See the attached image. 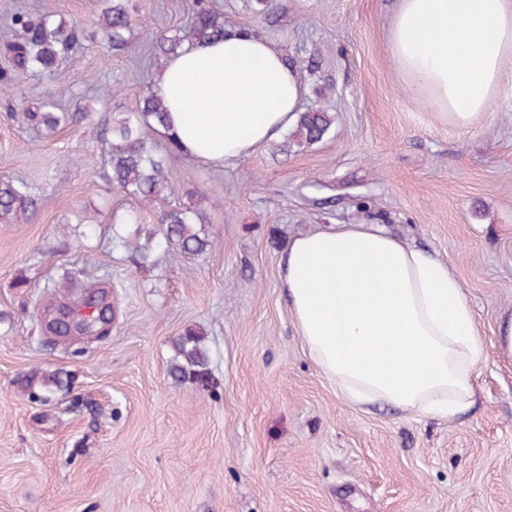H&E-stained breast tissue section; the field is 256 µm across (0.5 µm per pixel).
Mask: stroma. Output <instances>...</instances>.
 Returning a JSON list of instances; mask_svg holds the SVG:
<instances>
[{
	"label": "stroma",
	"mask_w": 512,
	"mask_h": 512,
	"mask_svg": "<svg viewBox=\"0 0 512 512\" xmlns=\"http://www.w3.org/2000/svg\"><path fill=\"white\" fill-rule=\"evenodd\" d=\"M86 27L65 79L17 73L0 93V177L39 198L0 224V512H512V86L467 128L409 90L389 46L398 0H217L224 21L269 39L305 86L304 107L336 117L327 138L283 153L264 144L209 165L174 154L167 193L199 197L215 237L187 259L136 247L159 235L151 210L106 182L89 130L134 108L158 61L144 47L191 20V0H134L141 26L112 55L100 0H51ZM68 83L52 134L21 112ZM138 217L126 245L113 212ZM94 217L87 225L86 217ZM380 224L447 263L487 359L472 405L427 417L377 401L355 407L308 356L280 284L290 240L318 227ZM104 284L107 336L47 334L49 287L64 270ZM206 334L211 387L169 373L173 339ZM68 386L42 401L40 378Z\"/></svg>",
	"instance_id": "35a3bbf8"
}]
</instances>
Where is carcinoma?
<instances>
[{
  "instance_id": "cac0c4a2",
  "label": "carcinoma",
  "mask_w": 512,
  "mask_h": 512,
  "mask_svg": "<svg viewBox=\"0 0 512 512\" xmlns=\"http://www.w3.org/2000/svg\"><path fill=\"white\" fill-rule=\"evenodd\" d=\"M105 8L98 15L97 24L104 44L114 54L124 52L130 44V35L136 24L132 0H102ZM192 22L183 29L162 35L156 51L169 58L194 45L222 38L230 30L224 23V13L214 0H191ZM18 35L0 43V54L7 58L10 68L0 71V85L6 87L13 73L52 74L57 72L69 55L84 41L82 23L68 22L57 17L48 7L38 19L17 13L12 18ZM166 109L161 97L149 92L136 108L123 113L119 119H106L91 130V137L101 142L109 156L110 171L106 174L112 188L137 198L153 211L162 226L164 243L186 258L205 253L213 244L207 230V214L195 205L175 204L165 193L167 154L163 153L149 136L165 125ZM85 114L78 108L73 113L59 111V100L42 102L24 110V119L32 126L53 133L61 123L79 122ZM334 117L321 108L298 113L295 128L287 141L310 146L322 141L331 131ZM37 209V198L31 187L21 181L0 178V221L18 223ZM76 272L64 271L61 281L54 284L58 300L53 310H67L81 316L88 305H96L103 313L102 321L91 327H79L80 335L96 333L112 319L114 302L109 300L105 286L92 284L77 299L70 298V289ZM174 359L171 375L176 379H190L203 386L211 385L208 369L209 356L205 336L195 327L184 330L173 341Z\"/></svg>"
}]
</instances>
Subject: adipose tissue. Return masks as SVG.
<instances>
[{"label": "adipose tissue", "mask_w": 512, "mask_h": 512, "mask_svg": "<svg viewBox=\"0 0 512 512\" xmlns=\"http://www.w3.org/2000/svg\"><path fill=\"white\" fill-rule=\"evenodd\" d=\"M389 40L410 90L456 126L512 84V0H399ZM154 90L179 152L216 165L288 130L304 98L297 71L251 34L169 59ZM280 279L308 355L350 404L448 418L471 405L485 351L447 263L381 225L339 224L296 237Z\"/></svg>", "instance_id": "obj_1"}]
</instances>
